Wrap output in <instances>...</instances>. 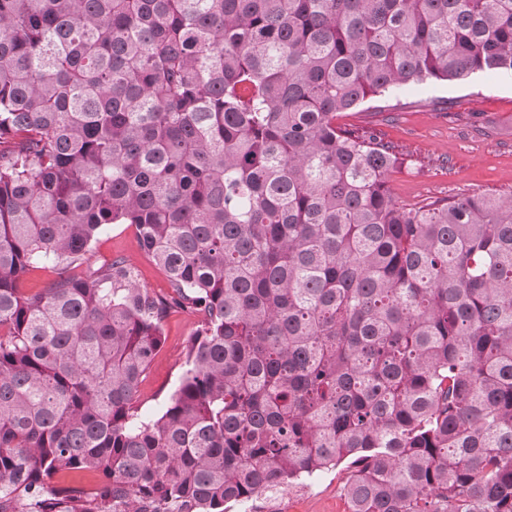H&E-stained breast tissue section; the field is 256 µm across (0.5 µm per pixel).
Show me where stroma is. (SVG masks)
Here are the masks:
<instances>
[{
  "instance_id": "stroma-1",
  "label": "stroma",
  "mask_w": 512,
  "mask_h": 512,
  "mask_svg": "<svg viewBox=\"0 0 512 512\" xmlns=\"http://www.w3.org/2000/svg\"><path fill=\"white\" fill-rule=\"evenodd\" d=\"M338 125L370 129L395 147L403 164L387 182L394 198L414 206L472 192L512 193V76L481 73L458 81H425L343 113ZM116 257L131 263L140 285L152 294L171 292L165 272L145 253L134 226L111 224L92 242L91 265ZM200 318L177 307L164 321L165 343L139 388V413L162 412L185 369L188 342ZM345 466L243 503L225 512H346Z\"/></svg>"
}]
</instances>
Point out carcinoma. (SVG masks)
Instances as JSON below:
<instances>
[{
	"mask_svg": "<svg viewBox=\"0 0 512 512\" xmlns=\"http://www.w3.org/2000/svg\"><path fill=\"white\" fill-rule=\"evenodd\" d=\"M485 71L512 0H0L10 512H224L342 462L349 512H512V195L405 207L336 125ZM110 224L170 298L73 274ZM172 306L203 321L142 420Z\"/></svg>",
	"mask_w": 512,
	"mask_h": 512,
	"instance_id": "1",
	"label": "carcinoma"
}]
</instances>
